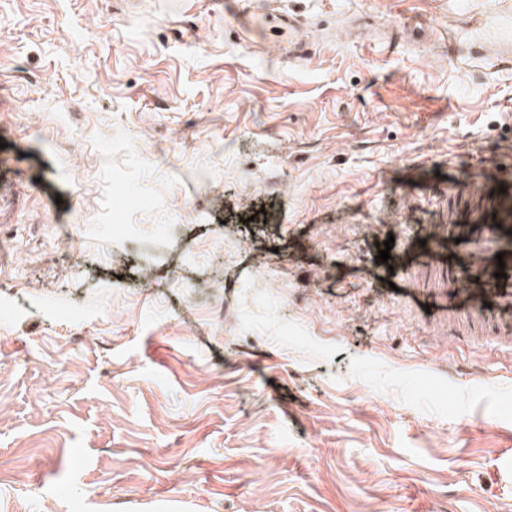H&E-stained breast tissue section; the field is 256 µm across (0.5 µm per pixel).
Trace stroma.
<instances>
[{
    "instance_id": "obj_1",
    "label": "stroma",
    "mask_w": 512,
    "mask_h": 512,
    "mask_svg": "<svg viewBox=\"0 0 512 512\" xmlns=\"http://www.w3.org/2000/svg\"><path fill=\"white\" fill-rule=\"evenodd\" d=\"M276 6L306 58L224 0H0V512H512V350L446 283L512 0Z\"/></svg>"
}]
</instances>
